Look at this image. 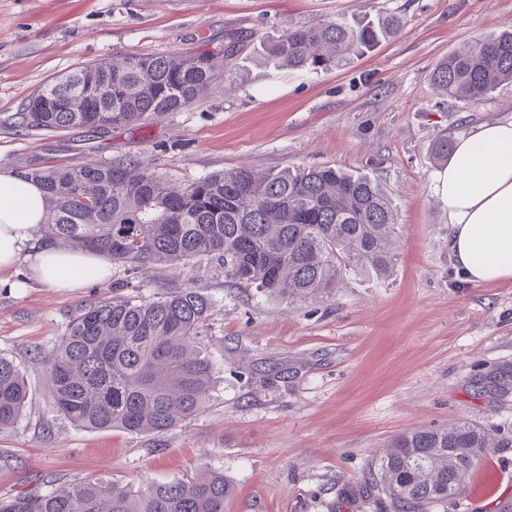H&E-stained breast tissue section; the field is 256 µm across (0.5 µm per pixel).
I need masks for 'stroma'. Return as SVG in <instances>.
I'll return each mask as SVG.
<instances>
[{
	"label": "stroma",
	"instance_id": "1",
	"mask_svg": "<svg viewBox=\"0 0 512 512\" xmlns=\"http://www.w3.org/2000/svg\"><path fill=\"white\" fill-rule=\"evenodd\" d=\"M397 12L402 31L328 72L279 69L247 49L210 94L183 111L87 142L82 131L24 133L12 116L48 82L114 53H218L287 26ZM512 30V0H0V170L134 156L190 184L236 167L334 166L375 181L398 215L390 277L356 270L326 301H292L212 266L137 270L76 288L37 282L29 262L0 274V354L28 385L17 425L0 434V498L75 479L122 486L224 473V512H388L364 491L391 439L456 421L497 441L435 512H494L512 498V281L461 279L448 250L430 147L475 123L512 116V83L487 100H451L435 65L476 39ZM189 284L212 304L209 400L167 433L86 431L56 413L44 358L73 315L104 297Z\"/></svg>",
	"mask_w": 512,
	"mask_h": 512
}]
</instances>
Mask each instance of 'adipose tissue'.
<instances>
[{
	"instance_id": "adipose-tissue-1",
	"label": "adipose tissue",
	"mask_w": 512,
	"mask_h": 512,
	"mask_svg": "<svg viewBox=\"0 0 512 512\" xmlns=\"http://www.w3.org/2000/svg\"><path fill=\"white\" fill-rule=\"evenodd\" d=\"M436 193L448 214V248L457 273L475 284L512 281V118L484 121L460 136L436 176ZM46 219L39 183L0 172V273L32 261L37 281L74 288L81 272L112 274L109 261L89 251L43 248L31 242Z\"/></svg>"
}]
</instances>
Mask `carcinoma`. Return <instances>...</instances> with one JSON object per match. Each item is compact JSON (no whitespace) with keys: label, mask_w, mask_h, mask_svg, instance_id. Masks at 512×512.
Here are the masks:
<instances>
[{"label":"carcinoma","mask_w":512,"mask_h":512,"mask_svg":"<svg viewBox=\"0 0 512 512\" xmlns=\"http://www.w3.org/2000/svg\"><path fill=\"white\" fill-rule=\"evenodd\" d=\"M403 25L391 14L288 27L261 44V56L278 67L329 71ZM251 41L237 34L220 56L124 53L81 65L25 103L14 127L80 129L94 140L180 112L204 99L224 63ZM431 79L450 98L483 102L512 83V31L449 54ZM27 175L48 202L43 247L91 250L135 268L207 262L270 296L314 300L331 298L349 270L385 276L397 260V214L383 192L331 166L235 168L187 186L135 158L60 163ZM211 312L191 286L81 308L44 360L56 412L87 431L131 434H163L198 414L212 386L213 367L202 353ZM27 399L23 372L0 355V433L18 422ZM493 447L467 421L400 434L369 471V491L387 499L391 512H426L460 496L463 475ZM231 493L222 473L137 489L82 480L0 498V512H224Z\"/></svg>","instance_id":"cac0c4a2"}]
</instances>
